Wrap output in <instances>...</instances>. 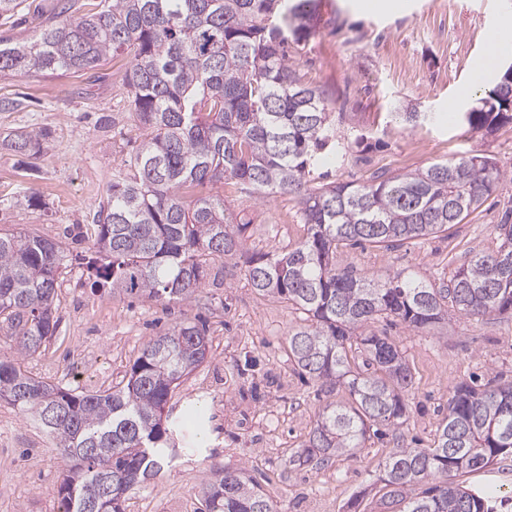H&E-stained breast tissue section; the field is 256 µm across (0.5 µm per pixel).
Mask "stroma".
<instances>
[{
	"label": "stroma",
	"mask_w": 512,
	"mask_h": 512,
	"mask_svg": "<svg viewBox=\"0 0 512 512\" xmlns=\"http://www.w3.org/2000/svg\"><path fill=\"white\" fill-rule=\"evenodd\" d=\"M362 0H323L321 20L293 61L302 80L324 91L347 148L343 161L325 164L328 180L363 182L377 170L400 174L465 154L491 156L504 174L497 190L448 233L416 244L351 247L340 266L380 279L413 270L438 283L477 253L499 245L497 224L512 217V123L492 134L467 131L460 112L472 107L461 90L483 52L482 35L512 0H400L397 9L366 10ZM413 108L425 118L395 120ZM124 110L115 62L62 76L0 74V139L31 130L50 134V150L22 155L0 147V229H25L62 241L58 328L45 353L27 370L50 383L87 391L121 381L140 347L171 324L203 320L212 352L182 379L170 400L178 407L205 397L208 441L179 449L150 484L131 493L125 512H204L202 489L212 463L258 482L276 512H345L353 495L374 488L389 448L404 442L427 448L446 414L449 391L462 380L512 378V318L456 316L427 331L380 321L374 331L404 353L413 383L405 395L407 423L369 438L354 457L322 467L290 463L327 400L346 399L303 378L288 357V332L302 315L288 303L262 296L234 261L209 264L203 291L192 302L161 306L90 288L78 235L131 154L135 132ZM36 193L34 206L15 205ZM230 212L246 221L248 253L298 243L306 233L294 197L257 200L224 187ZM64 463L49 441L16 408L0 401V512H57ZM472 493L508 497L512 512V457L467 474Z\"/></svg>",
	"instance_id": "obj_1"
}]
</instances>
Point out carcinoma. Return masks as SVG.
Here are the masks:
<instances>
[{"mask_svg":"<svg viewBox=\"0 0 512 512\" xmlns=\"http://www.w3.org/2000/svg\"><path fill=\"white\" fill-rule=\"evenodd\" d=\"M80 16L30 13L34 35L0 37V73L53 76L120 59L127 118L136 131L127 164L112 171L93 215L92 290L157 303L190 302L202 291L208 260L237 259L259 294L304 311L289 332L299 372L344 403L328 402L302 449L299 466L352 456L380 428L408 420L412 370L401 350L367 330L393 318L411 330L454 313L512 316V224L500 240L436 286L415 272L380 280L336 265L340 250L448 232L478 209L504 174L487 156H461L424 170L369 183L313 185L327 155L345 149L322 91L301 81L289 50L299 51L319 16L320 0H100ZM27 0H0V20ZM512 83L499 76L461 120L491 132L512 122L504 106ZM48 133L32 131L3 145L40 155ZM228 180L259 199L294 195L307 235L286 251L250 254L248 224L226 214L224 196L194 193ZM62 242L25 230L0 233V400L20 410L70 465L58 486L59 512H124L127 495L169 465L177 445L200 446L197 431L165 412L182 377L210 355L205 324L176 323L149 338L124 380L84 391L34 378L25 362L46 350L57 329ZM512 454V380L452 386L447 413L429 448H391L383 465L382 512H491L488 500L454 477ZM203 488L205 512H273L257 483L213 466Z\"/></svg>","mask_w":512,"mask_h":512,"instance_id":"obj_1","label":"carcinoma"}]
</instances>
